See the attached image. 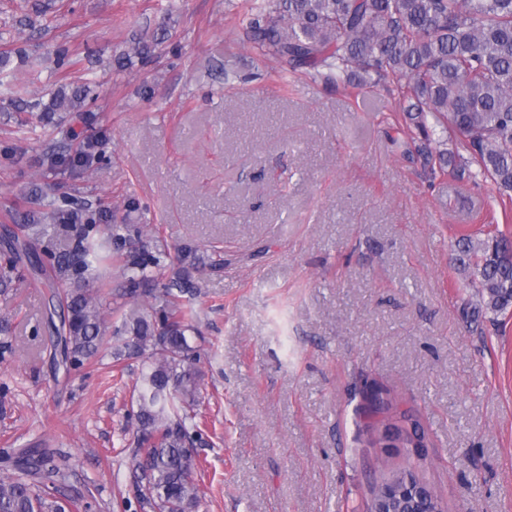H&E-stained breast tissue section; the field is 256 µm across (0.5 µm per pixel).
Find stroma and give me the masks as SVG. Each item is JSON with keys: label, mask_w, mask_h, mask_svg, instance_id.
Returning <instances> with one entry per match:
<instances>
[{"label": "stroma", "mask_w": 512, "mask_h": 512, "mask_svg": "<svg viewBox=\"0 0 512 512\" xmlns=\"http://www.w3.org/2000/svg\"><path fill=\"white\" fill-rule=\"evenodd\" d=\"M240 5L0 0V239L29 240L24 217L42 205L85 218L43 225L46 255L115 224L198 247L195 512H370L396 470L443 512H512V310H484L455 260L463 233L512 237V197L424 168L400 89L261 54ZM140 43L150 55L118 67ZM85 83L80 111L44 119L58 90ZM4 272L0 479L13 473L4 453L37 448L45 484L88 512H140L128 458L140 360H115L125 339L108 332L95 360L53 374L48 290L0 259ZM378 393L393 407L373 415Z\"/></svg>", "instance_id": "stroma-1"}]
</instances>
